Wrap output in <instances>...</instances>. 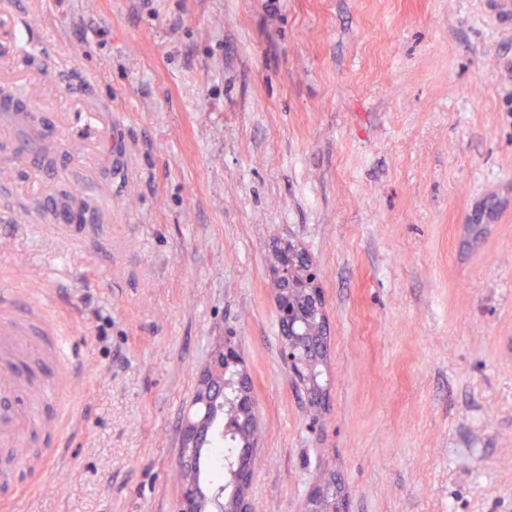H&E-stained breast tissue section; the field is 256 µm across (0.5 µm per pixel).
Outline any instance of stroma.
Segmentation results:
<instances>
[{
  "mask_svg": "<svg viewBox=\"0 0 512 512\" xmlns=\"http://www.w3.org/2000/svg\"><path fill=\"white\" fill-rule=\"evenodd\" d=\"M490 0H9L0 286L43 290L78 392L0 474L16 512H174L217 343L251 379L252 512H512V22ZM53 50L43 73L23 57ZM89 86L86 99L68 88ZM83 200L65 231L62 192ZM318 273V397L277 244ZM290 258L299 259L300 264L305 268V262L308 256L305 252L297 249L292 243H284L275 248L274 252V273L277 275L282 269H288V262ZM279 277L282 284L286 288H282L281 281L276 278V288L281 289V295L277 299V308L280 316V321L288 322V333H284V344L282 355L285 363H287L291 373L297 378L305 381V376L300 368V356L298 355V348L303 344L300 337L303 336H322V327L320 321V313L311 306L307 301L304 302L303 294H298V300L304 316L301 317L302 322L298 324V331L302 336H296L292 331L291 323L296 321L300 316L297 306L293 301L294 289L299 285L295 278L294 269H288V272H280ZM288 298V305L286 299Z\"/></svg>",
  "mask_w": 512,
  "mask_h": 512,
  "instance_id": "1",
  "label": "stroma"
}]
</instances>
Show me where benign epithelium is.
Listing matches in <instances>:
<instances>
[{"label": "benign epithelium", "mask_w": 512, "mask_h": 512, "mask_svg": "<svg viewBox=\"0 0 512 512\" xmlns=\"http://www.w3.org/2000/svg\"><path fill=\"white\" fill-rule=\"evenodd\" d=\"M284 288L277 299L280 320L292 323L299 317V311L293 301L294 289L298 286L294 269L280 272ZM303 344L300 337L293 331L284 334L282 355L291 373L299 379H305L300 368L298 348ZM232 348L220 345L212 359L201 374L194 403L209 405L218 399L224 385V359L229 357ZM207 426L202 420L186 417L184 420L177 465L182 473L181 494L175 512H251L250 504L245 496L224 500L221 493L208 494L197 477V459L195 450Z\"/></svg>", "instance_id": "7a95c632"}]
</instances>
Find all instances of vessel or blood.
<instances>
[{"instance_id":"1","label":"vessel or blood","mask_w":512,"mask_h":512,"mask_svg":"<svg viewBox=\"0 0 512 512\" xmlns=\"http://www.w3.org/2000/svg\"><path fill=\"white\" fill-rule=\"evenodd\" d=\"M47 310V302L0 287V447H18L21 430L40 424V403L60 398L55 389L30 384L17 371L27 352L49 355L60 365L66 362L69 338L49 324Z\"/></svg>"}]
</instances>
